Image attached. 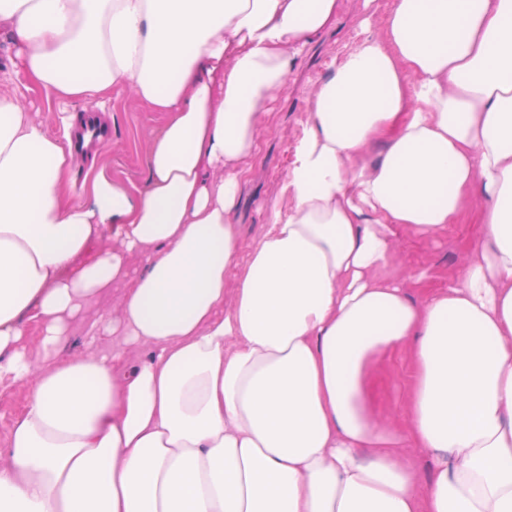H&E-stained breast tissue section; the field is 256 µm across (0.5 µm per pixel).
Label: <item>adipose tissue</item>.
<instances>
[{
	"label": "adipose tissue",
	"instance_id": "obj_1",
	"mask_svg": "<svg viewBox=\"0 0 512 512\" xmlns=\"http://www.w3.org/2000/svg\"><path fill=\"white\" fill-rule=\"evenodd\" d=\"M340 10L0 0V389L28 390L0 512H512V0L363 19L308 99L266 230L246 245L234 222L271 107ZM118 86L168 115L148 177L101 166L73 199L78 126L50 133L29 102L101 110ZM471 208L479 253L410 299L385 275L400 235L437 240ZM114 287L95 327L149 358L61 356ZM395 351L415 370L398 421L375 401Z\"/></svg>",
	"mask_w": 512,
	"mask_h": 512
}]
</instances>
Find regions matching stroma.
<instances>
[{
	"mask_svg": "<svg viewBox=\"0 0 512 512\" xmlns=\"http://www.w3.org/2000/svg\"><path fill=\"white\" fill-rule=\"evenodd\" d=\"M362 13L363 0H342L335 27L311 46L280 96L272 114L271 128L263 135L259 151L242 185L235 222L243 243L252 242L264 231L266 207L288 171L291 148L305 117L310 93L314 85L335 68L341 56L360 40L358 21ZM107 108L111 146L99 152L97 157L80 159L73 167L70 173L73 198H80L83 186L98 161L111 170L113 177L121 180L140 183L147 177L143 161L146 140L163 123L164 113L140 106L122 89L113 91ZM481 246V227L476 211L472 210L459 223L449 225L436 241L401 237L388 273L393 279L403 282L413 294L417 293L418 287L409 276L421 271L427 275L428 287L444 288L462 274L468 260ZM120 295V289L115 288L84 306L64 338L63 355L118 353L130 363L148 356V348L132 347L123 337L105 335L93 338L87 334L89 325L101 313L116 309ZM413 380V368L404 353L395 352L387 356L378 370L379 408L388 414L400 413Z\"/></svg>",
	"mask_w": 512,
	"mask_h": 512,
	"instance_id": "35a3bbf8",
	"label": "stroma"
}]
</instances>
